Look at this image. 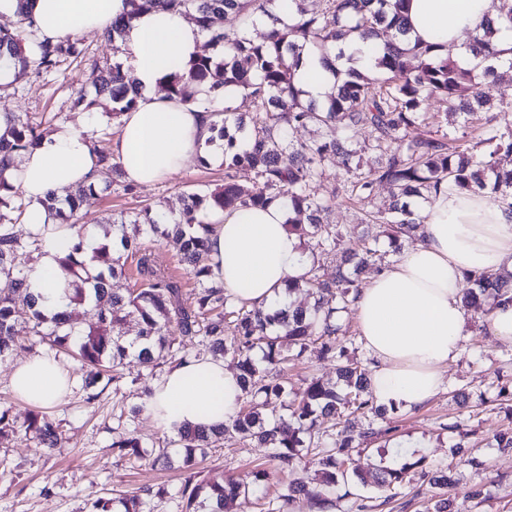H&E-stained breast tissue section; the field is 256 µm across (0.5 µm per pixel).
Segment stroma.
Returning <instances> with one entry per match:
<instances>
[{
	"label": "stroma",
	"instance_id": "obj_1",
	"mask_svg": "<svg viewBox=\"0 0 512 512\" xmlns=\"http://www.w3.org/2000/svg\"><path fill=\"white\" fill-rule=\"evenodd\" d=\"M82 54L49 73L35 71L16 76L8 90L0 91V114L13 113L39 123L50 133L79 122L84 110L79 96H93L92 68L106 67L116 59L111 43L92 32L81 36ZM224 182L221 162L201 165L191 159L161 182L125 193L121 183L86 195L74 222L87 231L102 219L149 204L178 216L183 196L194 189H212ZM386 184H377L369 206L337 205L328 215L341 231L345 244L358 242L367 208H382L390 200ZM16 348L0 357V410L21 418L28 411L10 386L12 364L24 357L47 352L31 331L29 315H15ZM59 361L68 369L73 384L70 394L44 412L61 434L57 447L49 448L38 439H0V512H88V492L109 498L114 491L166 488L163 498H151V512H180L179 489L184 481L176 470L144 462L133 466L120 460L112 449V427L121 408L142 404L144 394L156 380L136 359H127L117 384L107 385L96 399H89L80 366L67 354ZM289 389L299 394L313 378L336 382V361L309 349L288 370ZM446 383L425 406L388 412L394 431L367 440L365 449L354 451L352 467L398 469L408 467L401 496L372 512H423L434 490L424 471H448L457 482L451 497V512H512V449H501L496 435L512 426V345L481 330L475 315H468L461 350L445 372ZM470 448L477 465L458 464L457 445ZM268 450L225 438L223 445L209 451L200 470L208 478L226 475L250 479L263 468ZM424 459V469L414 468ZM481 489L471 498V489Z\"/></svg>",
	"mask_w": 512,
	"mask_h": 512
}]
</instances>
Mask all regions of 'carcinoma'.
I'll return each mask as SVG.
<instances>
[{"instance_id":"cac0c4a2","label":"carcinoma","mask_w":512,"mask_h":512,"mask_svg":"<svg viewBox=\"0 0 512 512\" xmlns=\"http://www.w3.org/2000/svg\"><path fill=\"white\" fill-rule=\"evenodd\" d=\"M130 10L126 21L155 7L181 12H194L204 38L205 48L188 68L174 72L166 81L168 98L183 104H194V89L210 85L241 87L251 98L249 135L238 141L230 127L244 126L231 107L205 106L219 119L211 124V133L224 139V187L212 191L195 190L186 194L179 218L173 224H160L149 207L112 221L121 235L103 245L118 257L104 272L91 267L82 258L83 242L72 246L62 259L69 276L67 290L73 305L87 301L91 321L86 333L76 337L70 323V312H60L47 319L37 308L36 298L28 291L26 274L17 269L22 254L39 250L37 238H19L13 231L23 214L15 204L16 190L0 177V356L13 350L14 316L18 305L31 314L34 335L50 349L76 348V360L84 370L85 386L94 388L103 381L122 378L119 365L133 355L150 371L168 356L175 363L204 356L232 354L240 372L245 401L224 428L209 432L204 428L185 429L178 434L182 469L187 472L181 498L183 512H195L202 495L213 502L212 512H226L240 495L249 492L250 483L226 476L222 480L197 481L199 460L209 447L224 440L225 434H238L259 445L270 446L269 458L279 473L294 471L301 460L317 450L316 465L322 474L319 488H310L300 478L281 485L267 512H285L298 500L323 509L336 485L349 482L366 486L370 483L387 492L384 502L399 495L405 468L382 473H349L346 461L353 440L341 432L321 427L319 419L343 418L361 414L383 415L373 396L365 393L366 374L355 367L339 368L346 389L342 392L311 380L299 398L288 399V362L302 355L309 344L320 345L325 355L340 358L344 350L337 348L336 338L342 325L336 315L348 310L358 296V276L376 265L380 259L376 238L366 236L361 249L344 251V265L336 278H321L316 267L299 280L288 283V290L307 288L315 296L310 310L281 308L269 314L259 306L224 293L212 281L209 240L213 224L202 219L210 211L242 210L263 206L286 198L293 217L288 230L307 235L322 254L340 249L343 237L324 221L331 200L321 196L320 186L327 162L340 160L347 173L345 202H366L377 183L389 185L393 204L369 215V222L380 224L393 234V239L411 234L423 223L420 213L411 208L410 200L424 197L434 200L440 191L455 188L461 192L492 194L512 211V171L501 172L495 160L503 150L512 152V124L502 123L500 110L486 106L478 86L496 82L501 68L512 70V49L506 51L491 41L495 20L488 19L483 32L472 37L465 49L468 64L448 55L436 58L435 45L411 41L404 23L405 0H317L314 8L308 0H292V22L281 23L275 11V0H127ZM227 12L237 14L242 27L254 26L259 18L268 20L266 31L257 39L243 35L234 37L214 27L215 17ZM382 41V49L374 57L373 73L363 74L352 68L348 79L333 84L324 102L304 103L296 76L303 53L319 55L333 76L339 75L336 60L345 55V47L356 41ZM78 38L58 42L45 40L38 45L37 57L30 61L24 55L22 39L6 28H0V59L17 62L18 70L33 66L37 72H49L82 53ZM138 86L123 71V62L115 61L96 83V96L89 106L112 105V117L137 107ZM446 105L451 112L464 115L475 136L467 139L449 137L441 132L448 119L425 118V105L431 101ZM7 133L0 135V171L42 139L38 125L20 115L6 117ZM313 126L317 138L295 142L289 132ZM368 131L364 146L356 148L347 133ZM369 150L380 158L376 167L364 168L362 152ZM96 181L111 185L110 177L123 175L120 163L106 151L93 150ZM253 174V185L236 181L238 170ZM94 193V185L80 187V194L68 193L64 198L48 194L46 204L63 215V207L75 213L82 196ZM135 231L145 230L158 237H173L178 245L179 261L199 288L186 298L180 284L153 269L146 249L136 236L125 231L126 224ZM137 257L136 270L143 287L121 295L112 291L110 279L125 272V262ZM470 288L463 295L469 307L488 293L493 303L512 302V289L492 272L464 274ZM137 321L133 338L124 334L127 320ZM51 322L46 333L43 326ZM288 338V349L280 339ZM262 352V361L255 351ZM141 407L132 406L117 416V431L112 448L127 461L147 456L131 425ZM33 435L49 448L58 445L60 435L39 410L28 413L22 424L7 412L0 413V437ZM123 512H144L147 503L136 492L118 496Z\"/></svg>"}]
</instances>
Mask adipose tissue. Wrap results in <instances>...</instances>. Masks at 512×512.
<instances>
[{
    "mask_svg": "<svg viewBox=\"0 0 512 512\" xmlns=\"http://www.w3.org/2000/svg\"><path fill=\"white\" fill-rule=\"evenodd\" d=\"M499 0H407L411 39L438 44L439 55L458 52L466 35L496 17ZM34 36L25 53L35 57L39 41L63 40L111 28L129 10L127 0H30ZM203 35L183 14L166 9L140 13L121 39L123 59L141 96L135 110L118 118L120 132L111 152L127 181L150 186L177 172L201 152L210 136L212 113L164 98V77L184 66L200 49ZM79 127L65 126L0 176L21 188L27 204L26 229L40 239L28 274L29 290L45 316L65 311L67 293L60 260L75 243L84 258L100 244L92 233L77 234L59 223L44 201L51 191L89 184L94 160ZM210 237L213 281L225 293L267 308L305 264L301 239L287 226L288 206L218 213ZM421 240L374 274L355 302L360 341L376 360L372 391L379 403L406 410L426 405L444 384V372L460 351L466 310L460 291L465 273L512 270V214L481 194L444 190L425 212ZM11 388L25 404L62 401L70 374L53 355L19 361ZM243 392L236 371L223 358L206 356L172 366L152 387L146 410L152 421L175 431L181 426H222L236 415Z\"/></svg>",
    "mask_w": 512,
    "mask_h": 512,
    "instance_id": "adipose-tissue-1",
    "label": "adipose tissue"
}]
</instances>
